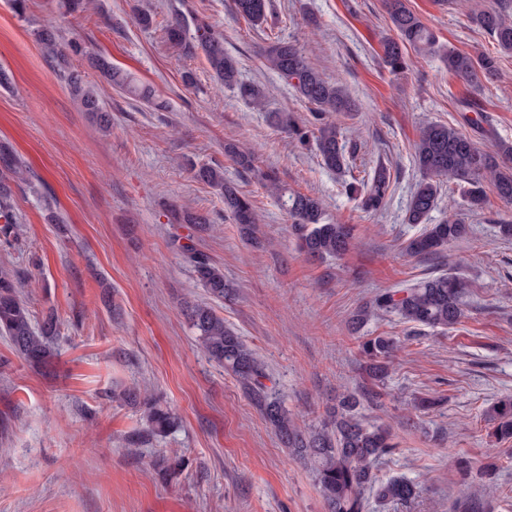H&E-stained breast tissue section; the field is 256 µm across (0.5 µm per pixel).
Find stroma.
I'll return each instance as SVG.
<instances>
[{"label":"stroma","instance_id":"obj_1","mask_svg":"<svg viewBox=\"0 0 512 512\" xmlns=\"http://www.w3.org/2000/svg\"><path fill=\"white\" fill-rule=\"evenodd\" d=\"M495 0H410L439 45L475 54L495 50L472 25L470 11ZM155 24L140 28L138 9ZM199 16L224 37L244 81L260 85L268 107L307 121L311 109L265 65L272 41H297L310 64L340 81L355 100L336 116L344 139L359 146L353 167L339 175L322 167L313 147L296 145L265 113L233 91L216 89L204 56H180L164 28L174 16ZM61 44L93 43L114 66L154 88L167 107L155 110L111 86L70 55L106 110L101 132L60 80L36 41L40 27ZM391 26L382 0H271L267 23L236 17L232 0H95L84 11L63 0H28L18 17L0 0V141L28 164L13 184L22 229L0 265L30 273L26 290L35 319L55 312L59 356L50 371L31 366L0 335V512H327L310 464L293 459L236 377L209 361L181 313L184 301L204 302L179 242L223 268L233 299L211 302L263 361L274 387L302 428L320 426L338 394L370 389L357 351L358 335L396 337L400 351L380 396L360 407L370 423L390 426L397 444L377 464L379 481L404 476L417 486L409 505L379 504L366 512H450L464 487L458 458L473 467L496 464L481 489L487 512H512V452L490 437L487 408L512 395V240L496 236L512 221V204L488 194L468 209L454 188L443 189L431 223L459 218L465 239L447 254L407 255L419 233L405 221L419 174L413 147L425 122L460 126L462 98L478 100L491 151L512 143V56L497 77L473 89L436 55L410 53L400 76L384 68L382 41ZM192 72L194 84L182 81ZM233 143L275 170L289 191L322 199L327 222L350 224L354 241L339 260L300 254L293 220L257 178L224 154ZM216 163L226 180L249 194L262 216L260 247L245 244L218 193L198 183L192 166ZM386 166L391 186L384 207L366 213L343 182ZM210 215L214 231L197 234L169 224L164 204ZM468 283L465 317L445 332L384 315L354 332L350 318L376 292L447 271ZM209 301V300H208ZM146 390L172 411L162 437L126 449L142 428L140 407L124 403L127 388ZM424 397L437 407L417 408ZM182 459L176 473L156 469L159 457Z\"/></svg>","mask_w":512,"mask_h":512}]
</instances>
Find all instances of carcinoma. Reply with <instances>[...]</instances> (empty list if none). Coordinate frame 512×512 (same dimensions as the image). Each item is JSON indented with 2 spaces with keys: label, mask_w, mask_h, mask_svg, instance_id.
<instances>
[{
  "label": "carcinoma",
  "mask_w": 512,
  "mask_h": 512,
  "mask_svg": "<svg viewBox=\"0 0 512 512\" xmlns=\"http://www.w3.org/2000/svg\"><path fill=\"white\" fill-rule=\"evenodd\" d=\"M388 18L397 37L382 41V63L394 76L408 69L409 59L402 46L407 44L419 53L435 51L436 38L429 26L414 12L409 0H384ZM512 0H499L497 6L483 9L470 16L471 22L485 31L496 43L498 51L512 54V19L507 6ZM234 13L254 26L267 21L268 0H233ZM36 40L57 62L58 74L99 128L106 132L112 125V116L103 109L94 89L88 85L82 72L70 67L65 51L59 47L55 33L50 29L34 32ZM167 40L179 52L192 58L203 54L217 84L234 90L238 96L255 106L263 105L261 90L244 83L239 77L237 60L224 51V38L203 20H186L177 15L166 27ZM73 51L83 55L90 66L101 72L120 92L161 108L154 103L152 90L140 86L125 72L112 66L93 48L77 43ZM263 57L269 69L285 79L295 94L312 106V125L315 129L299 126L286 112L269 113L270 122L288 130L303 145L315 141L316 153L323 167L337 173L344 172L357 151V145L340 138L333 114L354 110L355 105L343 87L331 82L306 60L296 43L278 39L265 49ZM448 72L474 85L480 77L492 78L498 71V57L489 53L475 55L448 50L444 55ZM224 155L240 168L252 171L255 156L236 145H224ZM414 163L421 174L406 211V222L423 225L422 231L406 243V250L416 256L440 255L448 246L470 232V226L459 220H445L439 224L426 223L436 207L445 184H454L462 190L464 201L474 209L485 202L486 189L497 197L512 203V143H500L495 152H487L475 141L443 123L431 122L419 132L414 145ZM195 180L218 191L224 200V209L239 224L242 237L255 239L260 218L250 198L238 188L224 181V168L204 163L192 167ZM24 161L6 144L0 142V244L9 245L18 239L21 229L12 205L9 180L25 178ZM391 174L380 166L366 173L356 182H345L346 194L358 201L360 209L376 212L383 206L390 188ZM265 186L278 196L288 214L294 219L293 233L299 251L312 259L339 258L353 244V226L324 221L320 199L300 192H288L280 184L276 173L263 174ZM171 224H190L204 231L210 218L193 210H168ZM192 264L199 284L214 298L222 300L232 289L224 281V272L204 252L191 245L181 246ZM29 281L14 270L0 269V334L12 349L29 364L50 368L58 353L54 339L58 335V317L50 312L35 324L25 299L24 289ZM466 282L453 273L405 283L377 293L367 304L359 307L351 319L352 329L359 331L370 318L380 314H395L406 323L446 331L458 324L464 316ZM185 319L202 350L217 363L231 371L246 394L254 402L267 422L274 426L291 452L311 464L328 512H365L364 492L375 490L383 504H407L415 499V485L402 477L378 482L374 467L384 455L395 449L393 434L384 425H368L358 416L360 397L349 394L336 404L320 429L302 431L288 415V410L266 385L267 374L254 353L241 338L224 325V318L205 305L186 304ZM398 349L393 336H362L358 350L364 369L370 379L381 383L389 374L390 363ZM122 400L143 407L145 427L141 434L162 436L173 424L171 412L155 400L144 396L136 388L122 394ZM494 421V437L500 441L512 439V396L500 399L489 411Z\"/></svg>",
  "instance_id": "1"
}]
</instances>
